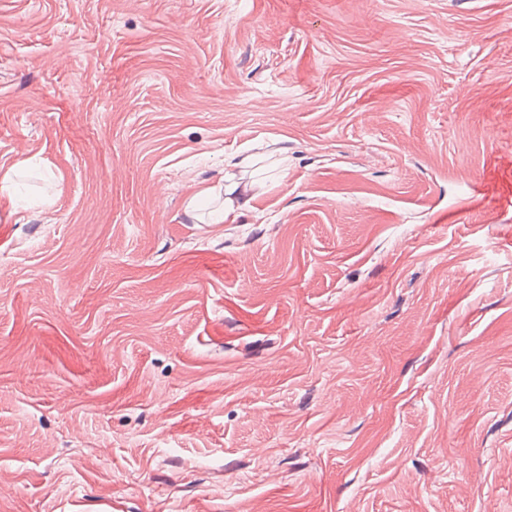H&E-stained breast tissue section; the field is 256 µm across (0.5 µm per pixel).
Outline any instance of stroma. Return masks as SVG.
<instances>
[{"mask_svg":"<svg viewBox=\"0 0 512 512\" xmlns=\"http://www.w3.org/2000/svg\"><path fill=\"white\" fill-rule=\"evenodd\" d=\"M8 173L0 512H512V0H0ZM246 194L247 188L244 185L224 177L200 190L192 198L196 200L197 197L201 196L207 199H221L218 214L210 224H234L239 216L243 214L244 210L249 208L251 197H246Z\"/></svg>","mask_w":512,"mask_h":512,"instance_id":"obj_1","label":"stroma"}]
</instances>
